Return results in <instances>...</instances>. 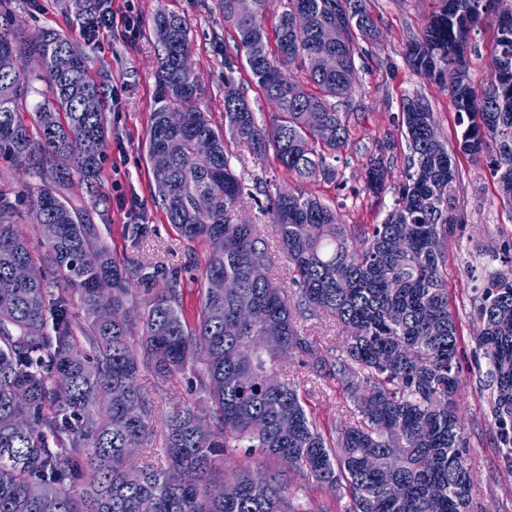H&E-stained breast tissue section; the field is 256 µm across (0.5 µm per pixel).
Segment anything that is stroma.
I'll use <instances>...</instances> for the list:
<instances>
[{"mask_svg": "<svg viewBox=\"0 0 512 512\" xmlns=\"http://www.w3.org/2000/svg\"><path fill=\"white\" fill-rule=\"evenodd\" d=\"M67 0H16L17 13L25 21L26 33L44 28L72 35L78 49L94 60L93 74L107 72L109 94L105 113L112 133L104 151L100 182L110 199L108 212L94 213L104 240L117 260L136 257L143 261L181 270L189 289L184 297L188 322H195L198 293L191 284L200 278L208 255L206 242L182 239L169 224L154 199V183L147 152V134L155 108V72L158 50L152 20L158 11L172 12L190 25V64L199 84L198 106L215 125L224 122V78L232 76L245 86L246 96L263 119L272 105L255 87L246 83L245 72H228L224 66V18L214 0H109L113 13L129 14L138 21L134 38L122 28L105 29L93 43H85L72 16L66 15ZM437 0H370L377 23L374 41L366 44V58L356 62V80L348 102L340 110L350 137L339 162L336 178L317 177L305 184L307 192L336 208L345 223L378 224L396 198L404 177L408 149L397 118L402 102L413 94L423 95L434 114L437 131L448 148H456L461 129L445 85L425 79L407 66L402 48L418 34L436 10ZM392 141L386 191L373 196L365 188L367 158L378 143ZM489 155L461 159L455 188L459 224L453 225L442 242L445 253L444 280L450 308L461 334L459 369L462 387L458 412L467 441L466 463L474 485L473 512H512V468L502 460L491 416L489 367L476 345L479 322L474 307L482 288L501 274L512 275V203L498 193L490 169ZM232 165L252 196L232 214L235 222L265 224L258 202L265 195L295 188L297 179L285 171L274 153L254 156L238 148ZM144 224L147 234L132 239L127 227ZM284 378L297 383L304 406L314 417L326 439H335V426L353 419L346 394L336 381L314 382L298 361L288 362ZM138 384L164 410L198 399L187 377L163 379L142 371ZM294 505L302 512H346L348 497H336L311 478L288 471Z\"/></svg>", "mask_w": 512, "mask_h": 512, "instance_id": "stroma-1", "label": "stroma"}]
</instances>
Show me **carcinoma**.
Wrapping results in <instances>:
<instances>
[{
	"label": "carcinoma",
	"instance_id": "cac0c4a2",
	"mask_svg": "<svg viewBox=\"0 0 512 512\" xmlns=\"http://www.w3.org/2000/svg\"><path fill=\"white\" fill-rule=\"evenodd\" d=\"M106 0H76L85 40L107 19ZM404 59L428 80L448 83L460 150L492 154V175L512 202V9L502 0H440ZM224 15V58L235 59L250 83L276 109L257 118L243 89L224 83V128L198 109V83L184 61L190 27L160 11L153 20L161 48L156 100L148 131L155 200L188 241L209 252L194 325L183 312L178 270L166 288L137 310L138 287L154 279L146 264L118 262L101 239L91 211L107 205L98 175L108 140L104 82L90 75L92 58L56 29L22 35L14 0H0V157L38 178L32 205L54 235L34 225L40 251L12 222L17 198L0 189V282L16 267L27 278L0 288V512H300L282 471L262 479L215 462L230 448L256 450L332 492L345 491L348 512H469L473 484L458 414L462 380L459 325L448 307L441 237L457 223L458 162L438 139L425 97L403 104L400 126L410 151L397 198L380 224L358 234L341 215L301 189L267 197L262 207L280 240L297 286L295 308L283 288L253 276L273 262L257 225L232 223L242 201L228 143L257 154L271 150L285 170L304 179L335 178L329 159L348 141L336 101L352 92L362 43L375 37L368 0H287L274 29L264 25L265 0H216ZM492 29V79L481 89L469 75L468 50L479 28ZM73 67L61 71L56 57ZM336 57L327 71L322 58ZM296 71L306 79L290 75ZM93 95L98 110L83 101ZM315 108L335 129L324 141L305 121ZM170 112L183 116L167 125ZM215 148L212 165L198 169L199 139ZM378 145L366 163L367 188L385 190ZM90 206L65 190L73 177ZM235 288L217 293L212 279ZM79 311H74L72 301ZM325 313L341 327L340 354L327 364L302 336L293 311ZM475 314L476 343L493 378L491 413L498 449L512 467V277L483 288ZM278 328L282 347L259 339ZM317 377H334L358 417L326 443L307 413L296 383L279 377L294 354ZM164 378L192 371L206 402L167 413L138 385L140 370ZM286 415L290 427L279 421ZM161 419L165 462L141 448Z\"/></svg>",
	"mask_w": 512,
	"mask_h": 512
}]
</instances>
